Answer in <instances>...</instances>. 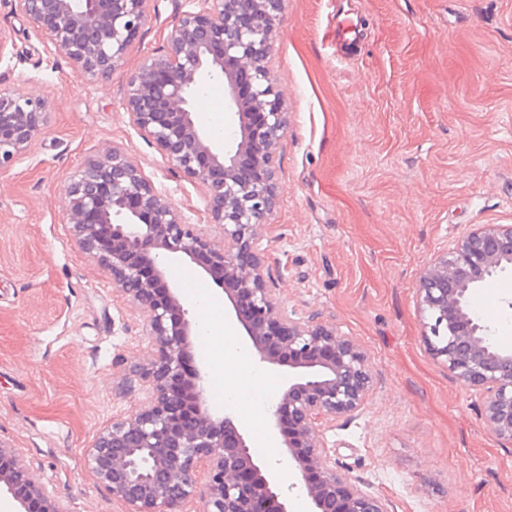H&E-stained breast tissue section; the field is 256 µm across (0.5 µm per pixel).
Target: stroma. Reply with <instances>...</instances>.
Instances as JSON below:
<instances>
[{"instance_id": "stroma-1", "label": "stroma", "mask_w": 512, "mask_h": 512, "mask_svg": "<svg viewBox=\"0 0 512 512\" xmlns=\"http://www.w3.org/2000/svg\"><path fill=\"white\" fill-rule=\"evenodd\" d=\"M188 0H154L122 71L87 81L47 36L0 0V88L46 101L47 124L0 174V440L73 512H125L90 476L85 448L145 398L155 356L142 315L71 240L64 187L87 158L126 149L172 205L205 223V188L169 169L129 124L123 78L164 45ZM290 114L278 149L281 205L264 225L268 273L290 313L311 314L362 347L373 382L352 419L326 420L325 446L391 512H512V443L481 397L430 355L415 286L424 267L481 224L512 225V0H287L271 51ZM204 130H230L224 83L193 104ZM169 278L200 296L189 315L224 318L196 265ZM512 348V275L471 295ZM239 374L234 415L268 436L287 367Z\"/></svg>"}]
</instances>
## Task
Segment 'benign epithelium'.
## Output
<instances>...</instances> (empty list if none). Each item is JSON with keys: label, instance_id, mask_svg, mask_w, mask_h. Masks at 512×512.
<instances>
[{"label": "benign epithelium", "instance_id": "1", "mask_svg": "<svg viewBox=\"0 0 512 512\" xmlns=\"http://www.w3.org/2000/svg\"><path fill=\"white\" fill-rule=\"evenodd\" d=\"M153 0H14L74 72L87 79L122 68L131 43L151 21ZM161 52L129 72L122 105L130 125L151 140L171 170L206 188L207 223L195 224L169 201L126 151L114 145L87 160L66 186V223L78 247L109 273L142 313L156 349L143 378L149 396L135 413L104 428L85 451L97 483L126 512H179L189 497L203 512H288L275 468L253 457L235 417L213 411L208 368L194 357L199 336L172 259L201 268L221 289L259 362L293 370L272 404L288 467L300 474L309 512H390L361 480L341 473L319 422L353 417L372 374L359 345L336 327L294 318L265 273L262 228L278 208L276 153L290 115L275 90L270 49L286 0H192ZM224 81L236 117L232 140L218 144L195 120L193 102L210 80ZM46 104L0 89V173L19 161L46 124ZM222 231V243L209 228ZM512 272V225L482 224L433 259L416 285L430 355L464 386L484 394L482 417L512 443V349L470 313L471 291ZM15 512H71L69 501L0 443V497Z\"/></svg>", "mask_w": 512, "mask_h": 512}]
</instances>
